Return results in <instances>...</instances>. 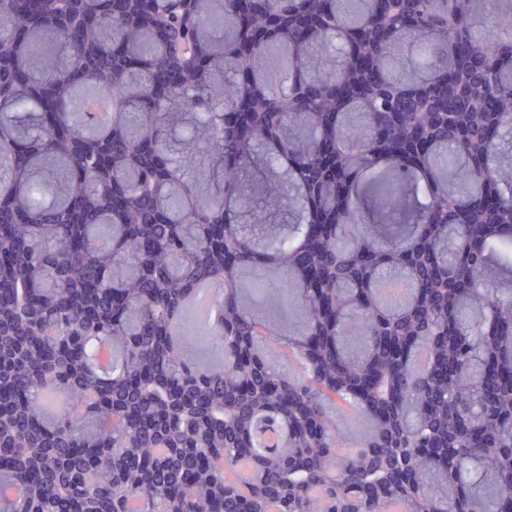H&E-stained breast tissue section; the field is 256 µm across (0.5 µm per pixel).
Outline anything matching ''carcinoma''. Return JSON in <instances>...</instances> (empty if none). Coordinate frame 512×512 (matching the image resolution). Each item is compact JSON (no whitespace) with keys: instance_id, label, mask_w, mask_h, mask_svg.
<instances>
[{"instance_id":"carcinoma-1","label":"carcinoma","mask_w":512,"mask_h":512,"mask_svg":"<svg viewBox=\"0 0 512 512\" xmlns=\"http://www.w3.org/2000/svg\"><path fill=\"white\" fill-rule=\"evenodd\" d=\"M17 2L0 0V512H345L371 491L503 512L512 0ZM211 280L222 370L174 333ZM271 288L296 323L260 317ZM332 394L370 416L353 450ZM460 414L482 442L453 435ZM268 356L270 359L275 360L276 363L287 367L288 372H290L292 375H303L304 369L302 361L300 360L297 354L283 350L275 345H269Z\"/></svg>"}]
</instances>
